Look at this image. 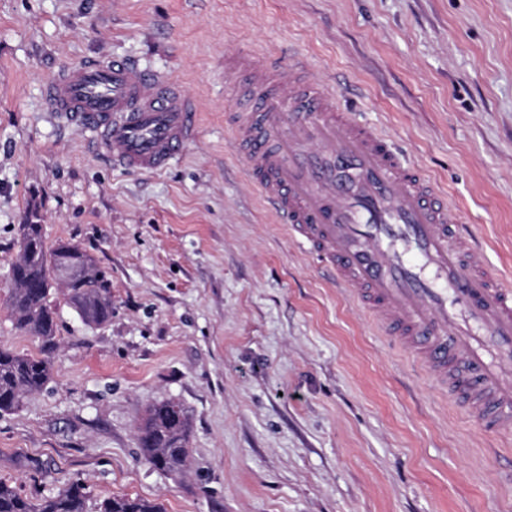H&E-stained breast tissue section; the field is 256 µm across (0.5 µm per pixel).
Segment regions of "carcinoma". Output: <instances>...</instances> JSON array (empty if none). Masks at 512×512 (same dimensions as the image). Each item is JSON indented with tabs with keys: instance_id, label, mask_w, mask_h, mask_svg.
I'll return each instance as SVG.
<instances>
[{
	"instance_id": "carcinoma-1",
	"label": "carcinoma",
	"mask_w": 512,
	"mask_h": 512,
	"mask_svg": "<svg viewBox=\"0 0 512 512\" xmlns=\"http://www.w3.org/2000/svg\"><path fill=\"white\" fill-rule=\"evenodd\" d=\"M25 247L11 268L13 288L7 305L20 331L45 344L56 335L55 307L50 300V281L66 251L82 260L86 276L65 287V299L88 325H102L112 318V284L106 271L77 246L58 242L48 245L42 225H22ZM51 379L50 362L0 347V415L13 412L23 398L42 390ZM191 420L182 404L164 401L149 406L139 427V448L144 460L157 470L178 475L191 464ZM85 486L72 481L53 496L32 501L0 480V512H87ZM98 512H163L161 505L141 498L112 497L98 504Z\"/></svg>"
}]
</instances>
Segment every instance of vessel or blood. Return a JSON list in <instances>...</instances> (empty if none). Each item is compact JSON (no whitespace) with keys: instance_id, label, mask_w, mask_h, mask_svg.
<instances>
[{"instance_id":"1","label":"vessel or blood","mask_w":512,"mask_h":512,"mask_svg":"<svg viewBox=\"0 0 512 512\" xmlns=\"http://www.w3.org/2000/svg\"><path fill=\"white\" fill-rule=\"evenodd\" d=\"M225 67L234 149L291 239L485 433L512 428V287L478 261L439 185L301 60L280 68L243 51ZM45 101L128 170H165L197 127L177 81L119 56L65 68Z\"/></svg>"}]
</instances>
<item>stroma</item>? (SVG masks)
Wrapping results in <instances>:
<instances>
[{
    "label": "stroma",
    "mask_w": 512,
    "mask_h": 512,
    "mask_svg": "<svg viewBox=\"0 0 512 512\" xmlns=\"http://www.w3.org/2000/svg\"><path fill=\"white\" fill-rule=\"evenodd\" d=\"M287 61L400 144L456 201L512 285V0H0V346L52 380L0 416V479L39 499L73 480L165 512H512V429L440 397L351 295L291 243L242 173L226 57ZM128 57L200 114L185 154L128 171L48 111L64 66ZM112 279L86 325L55 292L45 346L7 309L20 225ZM192 421L179 477L140 455L145 408Z\"/></svg>",
    "instance_id": "stroma-1"
}]
</instances>
